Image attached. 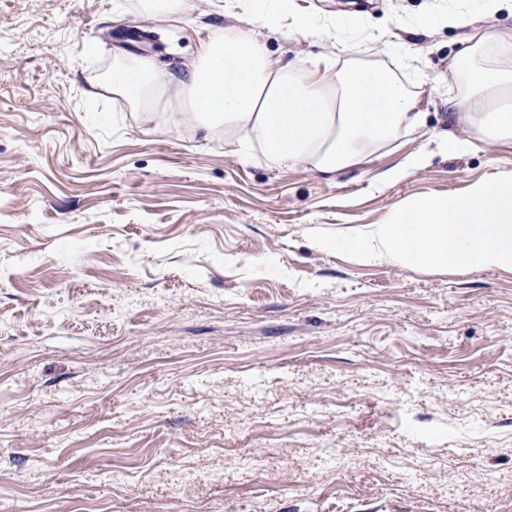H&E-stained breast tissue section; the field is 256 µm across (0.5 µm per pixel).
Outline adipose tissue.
<instances>
[{
  "label": "adipose tissue",
  "instance_id": "obj_1",
  "mask_svg": "<svg viewBox=\"0 0 512 512\" xmlns=\"http://www.w3.org/2000/svg\"><path fill=\"white\" fill-rule=\"evenodd\" d=\"M511 4L512 0H470L463 9L440 16V23L476 28L455 54L454 67L463 72L467 91L448 101L454 116L476 136H433L428 149L390 169L387 182L407 178L435 157L469 150L477 139L490 145L512 142V70L486 65L485 53L499 38L476 26L478 18L494 16ZM233 7L239 25L201 42L179 74L162 76L146 57H119L105 84L132 111L148 117L154 114L151 102L157 87L189 91L193 109L188 121L223 129L225 144L241 159H250L258 150L272 169L299 164L331 175L419 124L417 93L382 78L374 68L348 60L338 69L328 56L300 69L288 68L274 58L264 37L268 31L325 36L348 54L356 39L352 22L330 28L311 16L294 18L286 0L269 8L264 0H233ZM254 20L260 22L262 33L242 29V22Z\"/></svg>",
  "mask_w": 512,
  "mask_h": 512
}]
</instances>
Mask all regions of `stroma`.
Instances as JSON below:
<instances>
[{"instance_id": "obj_1", "label": "stroma", "mask_w": 512, "mask_h": 512, "mask_svg": "<svg viewBox=\"0 0 512 512\" xmlns=\"http://www.w3.org/2000/svg\"><path fill=\"white\" fill-rule=\"evenodd\" d=\"M0 0V512H512V268L399 269L310 242L512 174V143L385 174L448 111L451 0H290L361 23L421 127L323 175L239 160L103 82L180 71L227 0ZM282 64L328 39L268 34ZM254 453L259 469L243 465ZM145 9L169 21H177L182 12L180 0H147Z\"/></svg>"}]
</instances>
